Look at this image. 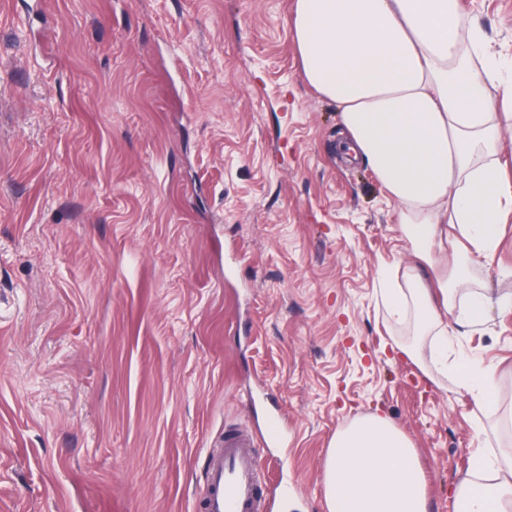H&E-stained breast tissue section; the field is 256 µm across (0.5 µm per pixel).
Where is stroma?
Listing matches in <instances>:
<instances>
[{
	"instance_id": "35a3bbf8",
	"label": "stroma",
	"mask_w": 512,
	"mask_h": 512,
	"mask_svg": "<svg viewBox=\"0 0 512 512\" xmlns=\"http://www.w3.org/2000/svg\"><path fill=\"white\" fill-rule=\"evenodd\" d=\"M29 2L0 0V512H205L235 428L272 512H327L330 442L371 414L454 512L512 441V308L448 343L496 370L480 411L384 310L409 245L305 80L292 0ZM461 4L511 68L512 0ZM511 268L512 216L474 275L508 295Z\"/></svg>"
}]
</instances>
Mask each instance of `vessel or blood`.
Instances as JSON below:
<instances>
[{
    "mask_svg": "<svg viewBox=\"0 0 512 512\" xmlns=\"http://www.w3.org/2000/svg\"><path fill=\"white\" fill-rule=\"evenodd\" d=\"M247 445V436L229 433L223 452L211 456L206 512H261L259 465Z\"/></svg>",
    "mask_w": 512,
    "mask_h": 512,
    "instance_id": "vessel-or-blood-1",
    "label": "vessel or blood"
}]
</instances>
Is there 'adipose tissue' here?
I'll return each mask as SVG.
<instances>
[{
  "label": "adipose tissue",
  "mask_w": 512,
  "mask_h": 512,
  "mask_svg": "<svg viewBox=\"0 0 512 512\" xmlns=\"http://www.w3.org/2000/svg\"><path fill=\"white\" fill-rule=\"evenodd\" d=\"M291 29L308 83L335 103L345 149L393 201L415 264L382 277L395 323L415 319L440 344L484 325L495 301L472 287L512 213L501 136L512 132V91L479 27H463L458 0H294ZM457 386L477 408L497 403L494 369L461 359ZM486 480H463L456 512H512V448L479 456ZM328 512H429L417 449L386 417L353 421L322 468Z\"/></svg>",
  "instance_id": "1"
}]
</instances>
